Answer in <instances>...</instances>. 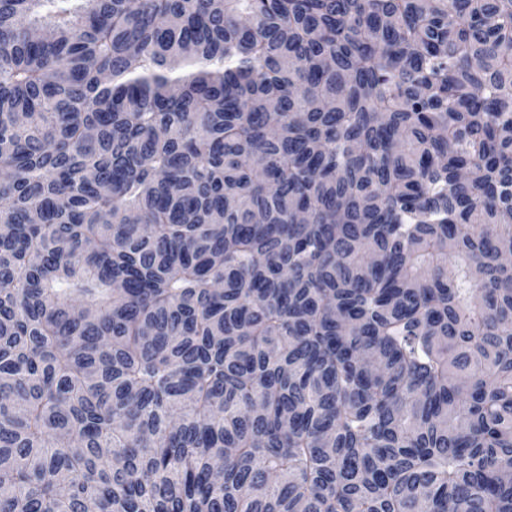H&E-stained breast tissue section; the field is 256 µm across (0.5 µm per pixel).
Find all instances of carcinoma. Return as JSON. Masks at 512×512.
Wrapping results in <instances>:
<instances>
[{
  "instance_id": "1",
  "label": "carcinoma",
  "mask_w": 512,
  "mask_h": 512,
  "mask_svg": "<svg viewBox=\"0 0 512 512\" xmlns=\"http://www.w3.org/2000/svg\"><path fill=\"white\" fill-rule=\"evenodd\" d=\"M512 0H0V512H512Z\"/></svg>"
}]
</instances>
